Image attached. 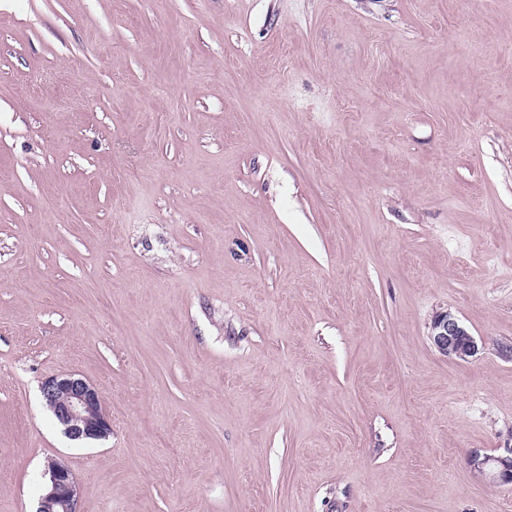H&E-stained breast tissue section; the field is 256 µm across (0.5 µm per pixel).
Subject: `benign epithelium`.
I'll return each instance as SVG.
<instances>
[{"instance_id":"1","label":"benign epithelium","mask_w":512,"mask_h":512,"mask_svg":"<svg viewBox=\"0 0 512 512\" xmlns=\"http://www.w3.org/2000/svg\"><path fill=\"white\" fill-rule=\"evenodd\" d=\"M430 338L440 353L458 360L465 361L477 351L473 335L448 312L434 318ZM41 393L69 439L99 440L111 432V421L101 396L84 378L74 374L49 377L42 382ZM472 466L493 481L512 486V448L507 456L476 455ZM44 476L46 482L36 512H79L78 485L72 470L51 458Z\"/></svg>"}]
</instances>
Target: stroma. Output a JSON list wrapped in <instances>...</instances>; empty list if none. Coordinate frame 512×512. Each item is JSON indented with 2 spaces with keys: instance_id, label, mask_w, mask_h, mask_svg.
<instances>
[{
  "instance_id": "obj_1",
  "label": "stroma",
  "mask_w": 512,
  "mask_h": 512,
  "mask_svg": "<svg viewBox=\"0 0 512 512\" xmlns=\"http://www.w3.org/2000/svg\"><path fill=\"white\" fill-rule=\"evenodd\" d=\"M510 446L512 0H0V512H512ZM430 338L440 353L458 360H468L477 351L473 335L448 312L434 318ZM41 393L69 439L99 440L111 432V421L101 396L84 378L75 374L49 377L42 382ZM509 453L510 456L476 455L471 460L472 466L479 474L489 475L499 484L512 486V448ZM46 482L36 512H79L78 485L72 470L61 461L49 459Z\"/></svg>"
}]
</instances>
